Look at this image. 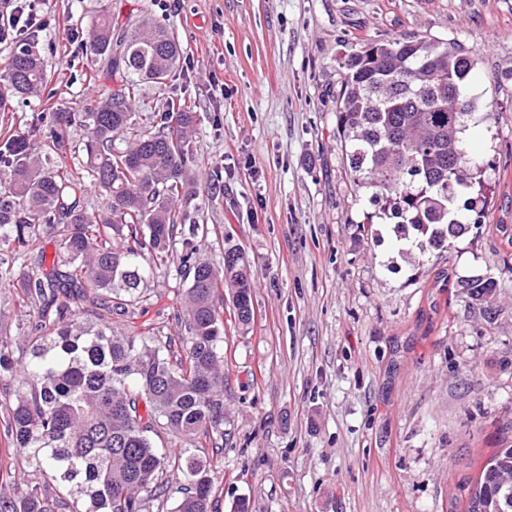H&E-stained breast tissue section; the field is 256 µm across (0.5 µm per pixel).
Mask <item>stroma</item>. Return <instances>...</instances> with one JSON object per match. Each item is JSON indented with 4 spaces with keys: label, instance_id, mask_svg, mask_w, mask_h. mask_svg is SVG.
I'll use <instances>...</instances> for the list:
<instances>
[{
    "label": "stroma",
    "instance_id": "35a3bbf8",
    "mask_svg": "<svg viewBox=\"0 0 512 512\" xmlns=\"http://www.w3.org/2000/svg\"><path fill=\"white\" fill-rule=\"evenodd\" d=\"M33 15L52 100H16L0 134L37 126L47 103L76 112L95 16L149 11L181 41L175 89L195 100L194 148L223 183L203 199L195 245L221 262L243 247L254 288L248 332L224 326L223 480L217 512H463L484 461L512 445V0H7ZM429 36L478 53L471 88L489 118L465 134L489 164L486 218L446 250L401 252L371 224L336 124L339 63L355 44ZM493 275L492 317L461 280ZM188 279L148 284V316L178 332ZM30 322L0 291V335ZM0 417V472L17 496L40 474L13 455Z\"/></svg>",
    "mask_w": 512,
    "mask_h": 512
}]
</instances>
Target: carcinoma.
Instances as JSON below:
<instances>
[{"mask_svg":"<svg viewBox=\"0 0 512 512\" xmlns=\"http://www.w3.org/2000/svg\"><path fill=\"white\" fill-rule=\"evenodd\" d=\"M11 48L0 71V113L13 101L47 89L44 58L34 38L0 24ZM94 70L112 89L82 112L53 113L49 136L37 129L0 138V288L13 291L33 320L26 336L31 362L13 358L0 337V375L13 382L0 396L8 447L36 461L43 478L17 499L1 489L0 512H58L84 495L86 512H144L165 495L168 470L183 473L174 512H214L219 459L199 445L224 447V296L238 303L235 326L253 321V282L237 244L222 263L202 256L188 204L201 196L193 148L194 106L177 95L162 106L141 84L173 81L185 50L171 29L149 14L119 25L102 14L91 25ZM337 128L356 191L375 217L424 239L415 246L451 248L483 224L486 167L463 135L475 122L476 98L466 82L475 54L427 36L367 42L344 56ZM87 132L81 165L105 204L88 209L82 183L65 161L71 129ZM62 253L40 270L18 273L15 262L34 249L39 232ZM182 250L173 252L176 238ZM191 275L173 317L181 336L138 325L144 285L171 266ZM485 310L498 282H464ZM128 331L114 334L112 324ZM171 435L183 448L162 453ZM466 512H512V447L479 469Z\"/></svg>","mask_w":512,"mask_h":512,"instance_id":"cac0c4a2","label":"carcinoma"}]
</instances>
